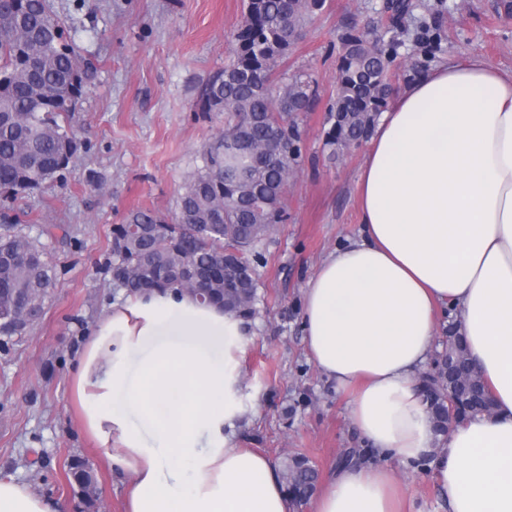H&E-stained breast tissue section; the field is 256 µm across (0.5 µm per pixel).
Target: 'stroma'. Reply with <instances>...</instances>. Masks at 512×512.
Listing matches in <instances>:
<instances>
[{"label":"stroma","mask_w":512,"mask_h":512,"mask_svg":"<svg viewBox=\"0 0 512 512\" xmlns=\"http://www.w3.org/2000/svg\"><path fill=\"white\" fill-rule=\"evenodd\" d=\"M384 0H325L306 36L284 61L311 73L319 96L302 114L304 160L290 177L287 223L248 257L261 297L238 359V425L234 443L267 454L275 465L299 452L329 479L341 453L362 448L337 392L310 360L303 295L311 275L360 229L357 191L367 143L333 157L325 144L327 109L336 93L339 37L379 18ZM414 16L443 30L434 63L476 55L512 71V0H412ZM98 73L70 119L82 144L64 187L11 201L39 239L57 273L41 319L0 349V477L31 482L34 491L74 512L65 480L68 461L84 458L101 489L104 512H124L128 477L108 469L68 407V379L83 338L103 307L120 294L106 271L113 225L136 209L173 219L202 145L224 117L200 109L208 78L231 58L232 36L246 0H50ZM393 471L404 512H449L432 470L372 455Z\"/></svg>","instance_id":"1"}]
</instances>
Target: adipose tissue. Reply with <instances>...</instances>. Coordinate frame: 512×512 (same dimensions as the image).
Here are the masks:
<instances>
[{"label":"adipose tissue","mask_w":512,"mask_h":512,"mask_svg":"<svg viewBox=\"0 0 512 512\" xmlns=\"http://www.w3.org/2000/svg\"><path fill=\"white\" fill-rule=\"evenodd\" d=\"M360 230L304 294L306 347L376 453L428 462L449 512H512V73L432 68L379 118ZM461 325L495 404L436 445L419 374L439 310ZM244 319L176 288L112 301L69 379L81 431L131 477L125 512H294L272 461L224 434ZM393 472L334 473L312 512H397ZM0 478V512H59Z\"/></svg>","instance_id":"ef3b65f1"}]
</instances>
